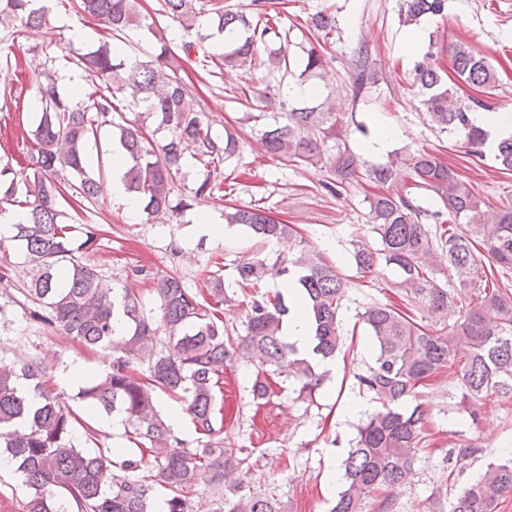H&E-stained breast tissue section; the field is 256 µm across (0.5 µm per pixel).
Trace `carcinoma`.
Here are the masks:
<instances>
[{"label": "carcinoma", "mask_w": 512, "mask_h": 512, "mask_svg": "<svg viewBox=\"0 0 512 512\" xmlns=\"http://www.w3.org/2000/svg\"><path fill=\"white\" fill-rule=\"evenodd\" d=\"M48 0H0V17L13 23L11 59L18 39L50 24ZM75 13L103 25L104 38L73 56L87 73L94 90L63 96L53 75L36 80L41 115L32 129L21 130L26 143L24 163L0 165V203L24 197V221L14 225L11 241L22 249L31 278L23 296L32 304L34 321L62 331L88 348L113 351L109 369L86 377L76 398L89 413L122 417L132 428L136 450L90 452L82 444L96 443L101 431L83 420L61 395L48 389L38 357L19 366L0 362V454L17 464L30 492L23 512H152L154 482L136 476L142 458L151 455L155 482L169 491L166 512H194L189 484L202 479L220 489L224 471L246 463L244 449L224 447V412L218 404L224 368L244 356L256 363L250 392L262 405L273 395L275 379L295 385L296 400L311 402L328 371L299 353L283 335L291 308L281 293L254 297L245 314V335L226 332L221 306L231 300L222 270L210 272L207 295L185 288L173 273L157 279L154 292L160 316L147 312L141 295L116 288L91 264L87 254L98 246L99 234L82 224L60 220L63 205L95 200L99 181L90 176L86 146L101 129L111 126L126 162L127 190L140 199L150 219L161 212H178L224 190L221 166L240 154L238 134L212 132L208 102L192 83L179 75L180 60L195 57L206 74L211 66L245 69L262 66L274 83L266 85L251 115L266 152L294 166L320 168L328 180L322 188L341 196L353 184L368 181L384 186L401 167L410 188L435 196L434 209L405 193L383 191L366 196V223L376 242L352 244L356 270L372 273L382 266L398 269L397 300L371 303L358 313L376 351L372 365L355 375L359 389L380 404L358 426L355 444L343 461V485L330 512H365L368 502L378 512H398L390 489L402 484L420 455L426 452L429 417L419 404H409L416 389L443 373L460 390V404L473 425L492 396L512 395V291L489 282L485 261L503 272L512 270V205L490 210L474 185L425 149L397 154L375 164L356 152L351 136L371 134L354 113L339 109L330 97L315 91L304 98L283 93L293 74L290 29L285 10H273L268 0H251V13L234 10L224 0H162L163 15L178 22L195 39L172 45L166 28L140 0H60ZM447 0H403L400 22L409 26L424 15L438 16ZM305 28L316 39L336 31L328 8L312 13ZM224 33L232 38L210 52L202 44ZM138 38L152 55L146 61L125 53ZM307 81L322 77L327 61L316 46L299 44ZM454 76L436 63L429 50L410 63L412 86L422 98L430 121L441 133L468 148L473 161L485 156L488 132L474 125L471 114L491 110L484 100L465 95V88L490 90L497 73L488 57L459 42L450 46ZM352 103L378 81L369 49L359 44L347 62ZM140 108L164 131L160 142L144 126L114 122L120 97ZM192 151L206 174L187 194H176L175 179L185 151ZM493 158L503 173L512 172V135L493 144ZM224 221L242 225L261 241H275L282 250L275 258L261 253L238 262V283L260 287L269 278L284 281L298 275L301 301L312 315L313 353L333 359L343 345L339 312L346 283L336 266L305 237L279 221L268 207L234 206ZM467 225L461 230L460 225ZM85 239L75 243L77 234ZM448 264V281L436 282L433 258ZM122 310L127 336L113 337L112 316ZM439 329L432 330V327ZM26 382V389L19 381ZM187 402L202 440L186 448L161 411L158 393ZM82 429L84 443L76 438ZM484 473L461 487L456 477L478 459ZM449 487L456 488L448 512H499L512 494V458H496L471 437L448 449ZM219 512H283L275 496H256L238 482L224 490Z\"/></svg>", "instance_id": "obj_1"}]
</instances>
